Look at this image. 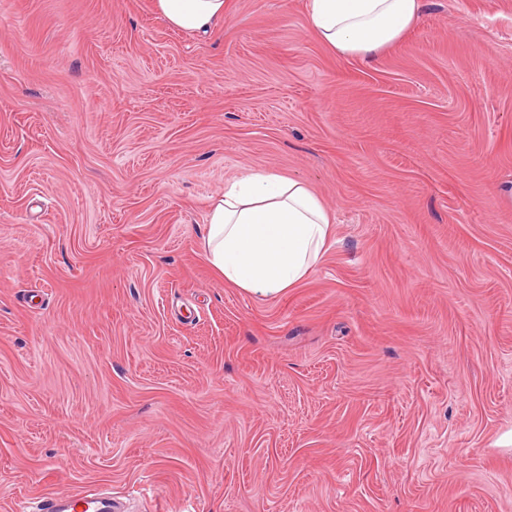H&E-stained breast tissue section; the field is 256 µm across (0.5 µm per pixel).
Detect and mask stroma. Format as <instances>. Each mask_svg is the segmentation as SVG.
I'll use <instances>...</instances> for the list:
<instances>
[{
  "label": "stroma",
  "instance_id": "35a3bbf8",
  "mask_svg": "<svg viewBox=\"0 0 512 512\" xmlns=\"http://www.w3.org/2000/svg\"><path fill=\"white\" fill-rule=\"evenodd\" d=\"M274 171L334 218L262 298L200 246ZM512 0L375 59L307 0H0V512H512ZM225 0H154L156 12L178 30L206 33L224 19ZM101 493H75L65 499L48 495L37 504L38 512H112V500Z\"/></svg>",
  "mask_w": 512,
  "mask_h": 512
}]
</instances>
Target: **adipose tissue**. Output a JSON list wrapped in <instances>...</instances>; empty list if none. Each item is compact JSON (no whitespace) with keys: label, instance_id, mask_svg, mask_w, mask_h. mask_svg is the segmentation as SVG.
Masks as SVG:
<instances>
[{"label":"adipose tissue","instance_id":"1","mask_svg":"<svg viewBox=\"0 0 512 512\" xmlns=\"http://www.w3.org/2000/svg\"><path fill=\"white\" fill-rule=\"evenodd\" d=\"M425 0H308V19L321 42L341 57L373 58L417 21ZM225 0H154L175 29L208 32L224 18ZM334 224L303 181L256 171L231 181L213 199L202 249L225 283L272 297L316 270L332 243Z\"/></svg>","mask_w":512,"mask_h":512}]
</instances>
